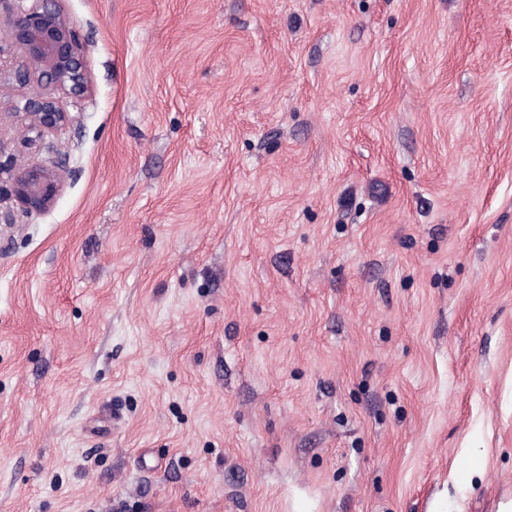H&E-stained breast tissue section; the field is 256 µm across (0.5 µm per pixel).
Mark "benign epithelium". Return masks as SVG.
Wrapping results in <instances>:
<instances>
[{"instance_id":"1","label":"benign epithelium","mask_w":512,"mask_h":512,"mask_svg":"<svg viewBox=\"0 0 512 512\" xmlns=\"http://www.w3.org/2000/svg\"><path fill=\"white\" fill-rule=\"evenodd\" d=\"M31 5L0 18V54L15 50L21 65L0 68V79L34 83L36 90L10 105L16 134L25 146L43 147L49 134L70 124L72 116L58 105V95L82 98L90 92L84 53L59 0H30ZM65 177L57 167H19L0 139V201L7 198L23 213L42 215L63 192Z\"/></svg>"}]
</instances>
